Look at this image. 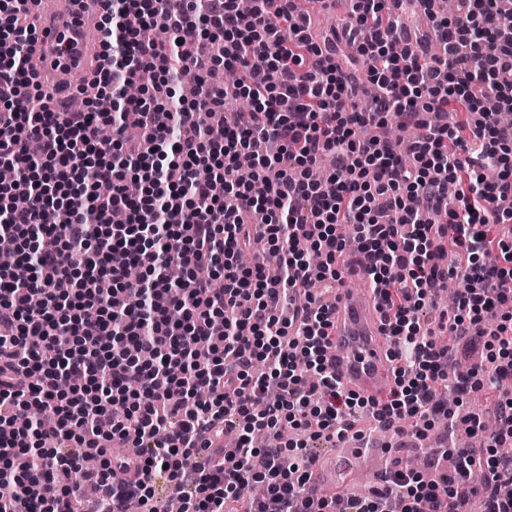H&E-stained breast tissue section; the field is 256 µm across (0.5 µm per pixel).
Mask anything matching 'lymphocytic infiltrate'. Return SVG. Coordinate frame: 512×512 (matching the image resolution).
Returning a JSON list of instances; mask_svg holds the SVG:
<instances>
[{
    "label": "lymphocytic infiltrate",
    "instance_id": "lymphocytic-infiltrate-1",
    "mask_svg": "<svg viewBox=\"0 0 512 512\" xmlns=\"http://www.w3.org/2000/svg\"><path fill=\"white\" fill-rule=\"evenodd\" d=\"M25 2L0 0V161L47 191L19 210L16 186L0 185V239L15 252L0 268V512H86L87 486L106 512L132 500L160 512L161 478L178 489L176 512H461L473 500L512 512L499 492L512 482L499 451L512 444V395L499 388L512 381V242L496 232L512 221L500 206L512 197V124L484 106L512 110V13L499 0L427 11L433 58L421 40L396 52L404 26L386 0H351L353 22L320 42L293 0H254L247 13L238 0H105L109 67L84 111L59 112L24 63ZM141 68L156 76L150 91L116 104ZM219 68L237 80L208 87L203 72ZM241 97L248 109L225 111ZM430 113L441 121L427 127ZM390 120L424 133L390 139L379 132ZM326 154L330 191L308 176ZM131 179L144 194L126 193ZM258 249L263 261L240 266ZM353 253L394 345L393 385L377 398L328 364L323 295ZM438 277L465 289L433 330L418 312ZM440 329L481 345L489 366L459 374ZM448 387L461 401L495 394V432L438 405ZM365 415L399 437L463 423L483 442L438 480L402 457L369 495L338 499L309 492L298 444L252 445L286 424L341 438ZM229 431L237 447L204 457ZM115 447L141 449L134 480L117 478ZM41 480L53 497H28ZM248 483L263 495L241 498Z\"/></svg>",
    "mask_w": 512,
    "mask_h": 512
}]
</instances>
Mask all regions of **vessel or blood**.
<instances>
[{
    "instance_id": "b4317fda",
    "label": "vessel or blood",
    "mask_w": 512,
    "mask_h": 512,
    "mask_svg": "<svg viewBox=\"0 0 512 512\" xmlns=\"http://www.w3.org/2000/svg\"><path fill=\"white\" fill-rule=\"evenodd\" d=\"M37 31L31 69L44 90L59 91L58 75L69 68L92 73L104 66L98 43L103 0H27ZM330 351L337 377L351 390L378 396L392 384L388 341L378 300L370 288L338 291Z\"/></svg>"
}]
</instances>
